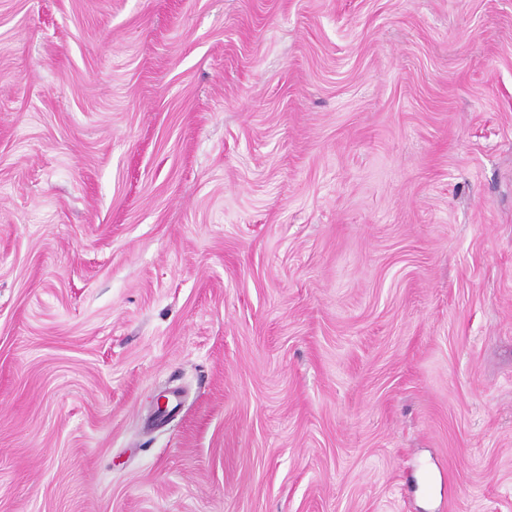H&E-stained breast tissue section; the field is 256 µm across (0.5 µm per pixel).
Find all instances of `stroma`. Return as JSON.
Returning a JSON list of instances; mask_svg holds the SVG:
<instances>
[{"instance_id":"1","label":"stroma","mask_w":512,"mask_h":512,"mask_svg":"<svg viewBox=\"0 0 512 512\" xmlns=\"http://www.w3.org/2000/svg\"><path fill=\"white\" fill-rule=\"evenodd\" d=\"M0 512H512V0H0Z\"/></svg>"}]
</instances>
